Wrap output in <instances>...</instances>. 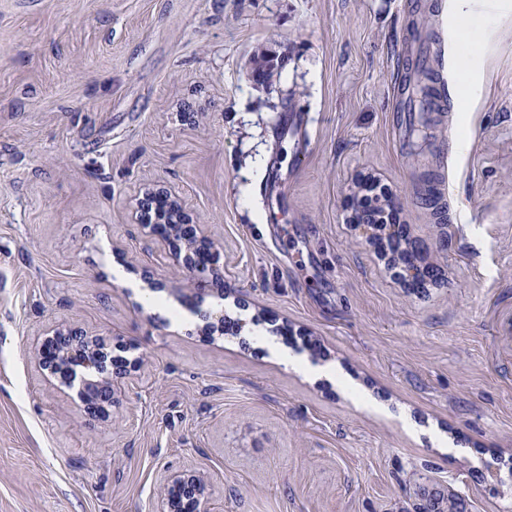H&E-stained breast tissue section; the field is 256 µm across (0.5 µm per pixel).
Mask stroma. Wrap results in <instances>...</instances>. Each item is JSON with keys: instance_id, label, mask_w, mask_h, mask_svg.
I'll list each match as a JSON object with an SVG mask.
<instances>
[{"instance_id": "obj_1", "label": "stroma", "mask_w": 512, "mask_h": 512, "mask_svg": "<svg viewBox=\"0 0 512 512\" xmlns=\"http://www.w3.org/2000/svg\"><path fill=\"white\" fill-rule=\"evenodd\" d=\"M447 0H0V512H157L198 478L209 512H512V15L477 40ZM284 59L252 79L262 50ZM468 109L399 111L417 54ZM393 195L440 271L406 287L349 222ZM176 194L216 242L195 297L135 219ZM262 222H255V215ZM237 335H201L114 283ZM122 345L108 418L39 368L52 326ZM319 344L383 408L294 372L249 329ZM378 191L381 194L383 193L379 183L375 180L372 181L370 186L362 190L363 194L358 206V210L360 211L361 216L366 214L372 215V217L370 216L372 224H399L398 217L394 209L387 208L386 210L378 211L373 206V200H375V198L378 196Z\"/></svg>"}]
</instances>
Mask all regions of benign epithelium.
I'll list each match as a JSON object with an SVG mask.
<instances>
[{"label": "benign epithelium", "mask_w": 512, "mask_h": 512, "mask_svg": "<svg viewBox=\"0 0 512 512\" xmlns=\"http://www.w3.org/2000/svg\"><path fill=\"white\" fill-rule=\"evenodd\" d=\"M160 199L168 200L175 213L173 230L164 237V242L174 252L177 273L190 278L201 292L207 290L211 281L224 283L223 275L216 268L205 269L198 262V253L214 250L215 244L202 235L200 224L171 193L161 188L145 189L136 199V219L154 223L151 215ZM37 361L42 370L77 389V396L91 421L109 414L116 387L132 368L112 355V340L90 335L75 325L51 329L37 348ZM164 490L160 512H185L190 502L194 504V512H207L199 480L174 477L166 481Z\"/></svg>", "instance_id": "benign-epithelium-1"}]
</instances>
